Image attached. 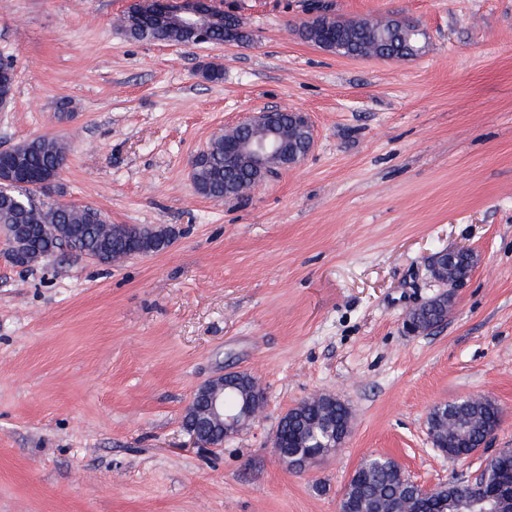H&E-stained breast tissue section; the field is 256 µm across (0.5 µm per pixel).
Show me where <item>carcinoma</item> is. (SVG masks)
<instances>
[{
	"label": "carcinoma",
	"mask_w": 512,
	"mask_h": 512,
	"mask_svg": "<svg viewBox=\"0 0 512 512\" xmlns=\"http://www.w3.org/2000/svg\"><path fill=\"white\" fill-rule=\"evenodd\" d=\"M139 4H132L122 18L127 36L137 41L174 43L189 46L192 33L183 28H154L145 25L138 17ZM300 37L314 45L322 42H339L342 34L336 22L330 20L319 27L298 30ZM253 40L245 22L239 16L231 24L216 26L210 34V44H247ZM386 45L388 50L409 58L420 50L419 38L401 27L396 19H386L371 25H361V34L345 46L344 54L360 55L373 48ZM15 81L12 65H0V104L11 101ZM12 159L42 171L50 177L63 169L67 151L63 142L55 137L41 135L14 146ZM8 161L0 157V226L22 227L23 235L18 246L8 245L9 258L18 266H29L67 248L77 258L96 255L102 248L104 237L101 225L106 217L90 206L68 203H49L42 199L44 190L36 185H14L5 182ZM252 170L240 165L234 170H224V136L215 137L195 159L192 180L197 193L215 199L224 198V189L237 185L250 186ZM112 254L120 258L132 250L157 253L172 243L173 231L165 227H148L114 224L109 230ZM450 274L458 279L467 277L472 268V257L461 255L448 259ZM448 316V301L439 300L421 310L417 324L428 327L442 322ZM229 388L224 392V410L236 409L251 387L250 380L241 374L226 379ZM350 411L342 402L327 400L317 406L305 403L288 411L278 427L279 455L291 463L307 457H316L327 451L330 433L341 437L349 426ZM435 433L432 444L441 452L456 458H465L484 441L485 435L500 422V408L492 401L469 398L445 405L443 412H433L430 417ZM184 426L196 429L201 438L214 447L224 444V429L203 424L187 414ZM394 460L370 458L363 462L349 480L343 499L346 512H369V507L382 503L398 512H465L463 498L452 484H440L428 494L406 495ZM512 483V454L498 455L486 462L476 491L491 494L497 485Z\"/></svg>",
	"instance_id": "obj_1"
}]
</instances>
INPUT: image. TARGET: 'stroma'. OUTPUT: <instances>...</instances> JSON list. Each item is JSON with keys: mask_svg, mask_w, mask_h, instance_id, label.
<instances>
[{"mask_svg": "<svg viewBox=\"0 0 512 512\" xmlns=\"http://www.w3.org/2000/svg\"><path fill=\"white\" fill-rule=\"evenodd\" d=\"M132 2L0 0V147L59 137L49 201L175 232L109 266L20 267L0 239V512H340L379 455L428 488L474 480L512 448V0H331L341 19L417 24L403 61L304 42L309 0H214L254 40L204 48L129 39ZM267 108L309 114L311 153L242 200L198 195L196 153ZM453 246L471 275L442 326L409 335L406 312L441 290L428 262ZM228 371L265 407L196 446L185 411ZM322 394L350 434L289 468L278 420ZM478 397L501 410L489 445L434 448L433 408Z\"/></svg>", "mask_w": 512, "mask_h": 512, "instance_id": "1", "label": "stroma"}]
</instances>
